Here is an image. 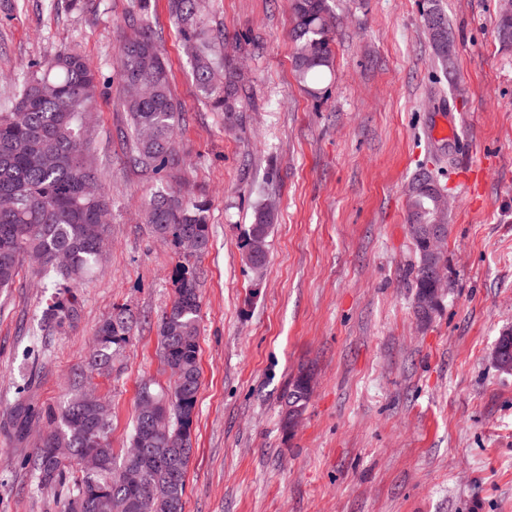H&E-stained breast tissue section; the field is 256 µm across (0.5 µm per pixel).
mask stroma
<instances>
[{
    "label": "stroma",
    "instance_id": "obj_1",
    "mask_svg": "<svg viewBox=\"0 0 512 512\" xmlns=\"http://www.w3.org/2000/svg\"><path fill=\"white\" fill-rule=\"evenodd\" d=\"M83 2L0 0V102L22 64L77 49L99 79L89 150L112 200L104 268L74 288L73 323H43L55 290L30 270L0 290V512H57L26 460L114 307L136 316L131 342L88 387L111 408L115 455L141 384L171 380L158 330L181 257L139 217L168 182L125 156L115 57L130 0ZM439 4L449 73L422 25L429 0H331L334 72L315 97L293 71L288 0H207L250 77L229 131L197 93L167 0H151L189 116L179 189L210 202L184 512H512V374L492 360L512 331V47L494 38L503 0ZM451 118L455 139L429 142ZM422 169L450 201V287L423 324L406 223ZM261 203L275 221L259 279L240 242ZM302 367L314 387L288 433L281 401Z\"/></svg>",
    "mask_w": 512,
    "mask_h": 512
}]
</instances>
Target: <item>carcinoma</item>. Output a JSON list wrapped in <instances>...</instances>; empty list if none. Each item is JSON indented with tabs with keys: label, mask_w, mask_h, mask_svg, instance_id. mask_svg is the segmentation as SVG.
Listing matches in <instances>:
<instances>
[{
	"label": "carcinoma",
	"mask_w": 512,
	"mask_h": 512,
	"mask_svg": "<svg viewBox=\"0 0 512 512\" xmlns=\"http://www.w3.org/2000/svg\"><path fill=\"white\" fill-rule=\"evenodd\" d=\"M184 53L190 59L195 86L205 104L224 113L225 125L243 124L246 84L235 59L224 55L222 35L210 29L203 14L202 0H168ZM293 26L289 31L292 62L300 82L307 84L331 72L333 65V15L329 0H289ZM437 58L449 67L451 34L445 14L431 5L422 15ZM124 24L126 32L118 48L117 79L122 88V107L130 117V164L145 172L167 175L178 169L181 158L177 129L184 116L172 91V75L161 52L149 17V0H135ZM495 39L512 44V15L499 17ZM18 91L9 111L0 112V197L15 198L12 208L0 207V288L13 284L27 254L37 252L43 264L37 274L56 280L63 291L54 296L44 314L47 323L62 324L77 316L70 289L100 270L106 239L87 237L93 218L112 210V200L100 181L97 169L86 153L91 128L83 117L94 107L98 77L80 53L63 49L40 61L23 66L15 75ZM431 173L421 170L413 183L414 209L408 210V226L447 222L438 215L427 182ZM210 203L204 197H182L172 191H157L143 210L144 222L155 234L170 237L180 248L181 240H196L194 254L182 255L178 266L174 299L159 324L162 358L182 379L166 390L149 384L141 387L139 400L150 397L161 404L168 427L156 433L152 417L136 413L129 440L160 454L181 456L187 469L191 433L200 388L198 360L199 284L191 258L208 247ZM274 215L260 204L241 244L248 266L258 262L250 248L254 243L267 248ZM417 262L413 268L417 290L430 287L423 277L427 260L422 240L413 238ZM135 322L133 312L113 308L100 325L89 352L93 370L112 367L116 354L129 343ZM311 374L300 371L284 394L281 413L284 431L291 418L302 414L310 398ZM48 429L42 446L28 465L40 484L57 491L60 512H95L96 501L107 497L111 512H184L186 477L174 479L157 464L143 467L141 483L133 487L125 478L135 465L129 456L116 460L110 440L111 418L107 403L91 391L74 385L73 393L60 412L48 410ZM50 448L70 449L71 460L80 461L94 451L103 460L101 469H75L48 453Z\"/></svg>",
	"instance_id": "cac0c4a2"
}]
</instances>
